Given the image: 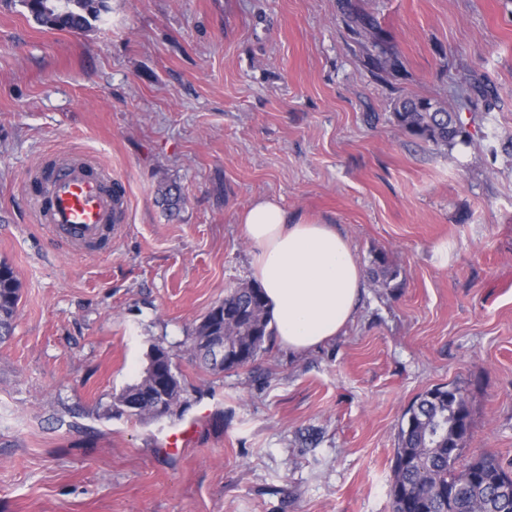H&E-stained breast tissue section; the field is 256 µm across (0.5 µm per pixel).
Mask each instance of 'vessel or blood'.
<instances>
[{
  "instance_id": "obj_1",
  "label": "vessel or blood",
  "mask_w": 512,
  "mask_h": 512,
  "mask_svg": "<svg viewBox=\"0 0 512 512\" xmlns=\"http://www.w3.org/2000/svg\"><path fill=\"white\" fill-rule=\"evenodd\" d=\"M42 181L45 189L33 199L37 221L67 246L83 250L101 244L111 234L123 204L122 195L113 190L112 179L85 161L67 160L46 170ZM208 414V409H201L199 420L168 431L161 440V450L182 452L197 437L199 421Z\"/></svg>"
}]
</instances>
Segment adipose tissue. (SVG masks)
<instances>
[{
  "mask_svg": "<svg viewBox=\"0 0 512 512\" xmlns=\"http://www.w3.org/2000/svg\"><path fill=\"white\" fill-rule=\"evenodd\" d=\"M237 220L282 348L301 354L341 335L367 288L349 238L337 225L290 215L274 197L256 199Z\"/></svg>",
  "mask_w": 512,
  "mask_h": 512,
  "instance_id": "ef3b65f1",
  "label": "adipose tissue"
}]
</instances>
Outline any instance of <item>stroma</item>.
<instances>
[{"label": "stroma", "instance_id": "obj_1", "mask_svg": "<svg viewBox=\"0 0 512 512\" xmlns=\"http://www.w3.org/2000/svg\"><path fill=\"white\" fill-rule=\"evenodd\" d=\"M106 4L73 35L0 0V260L21 283L0 512H391L403 415L443 385L467 396V455L512 463V0ZM352 12L396 72H371ZM401 97L459 112L464 138L409 135ZM65 157L123 186L111 249L62 250L36 223L33 174ZM264 196L345 232L368 292L336 339L215 373L191 336L250 283L237 216ZM155 344L212 410L179 454L158 449L172 418L110 413Z\"/></svg>", "mask_w": 512, "mask_h": 512}]
</instances>
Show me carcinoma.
I'll use <instances>...</instances> for the list:
<instances>
[{
    "label": "carcinoma",
    "mask_w": 512,
    "mask_h": 512,
    "mask_svg": "<svg viewBox=\"0 0 512 512\" xmlns=\"http://www.w3.org/2000/svg\"><path fill=\"white\" fill-rule=\"evenodd\" d=\"M20 2L36 24L71 33L89 30L106 10V0ZM351 30L364 41L368 63L377 73L396 67V61L372 53L380 36L371 20L354 16ZM394 116L402 128L425 142L448 145L463 134L459 114L427 98L398 99ZM159 198L170 213L177 212L183 204L175 186L159 190ZM20 290L13 267L1 260L0 341L11 335ZM215 334L224 336L229 352L237 357V367L254 362L260 352L267 350L275 330L270 326L259 286L234 289L224 297L220 314L208 312L195 328L191 348L203 361L206 357L198 352V347L206 337ZM152 349L164 353L171 371L164 402L185 409L186 384L172 354L156 345ZM450 389L466 400L459 387L441 386L421 394L405 412L407 420L400 428L392 462L391 512H512V499L505 501L498 494V480L508 469L488 454L463 460L468 432L456 431V400H448ZM153 392L154 370L149 365L138 383L127 386L114 398L112 414L135 421L159 419L150 410L155 405Z\"/></svg>",
    "instance_id": "obj_1"
}]
</instances>
